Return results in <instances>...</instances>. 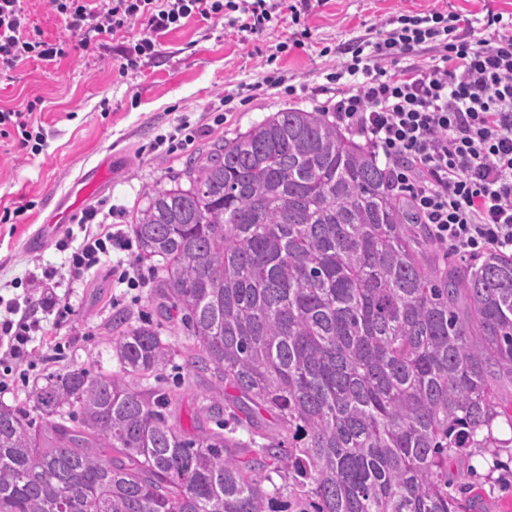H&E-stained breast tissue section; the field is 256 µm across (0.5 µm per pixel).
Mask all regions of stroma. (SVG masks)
<instances>
[{"label":"stroma","instance_id":"obj_1","mask_svg":"<svg viewBox=\"0 0 512 512\" xmlns=\"http://www.w3.org/2000/svg\"><path fill=\"white\" fill-rule=\"evenodd\" d=\"M29 35L62 42L65 57L52 66L20 63L0 76V110H31L41 131L39 146L18 135L0 136V299L24 306L40 321L45 338H34L27 382L0 390V404L28 405L33 383L74 366L117 370L112 357V317L150 321L163 340L183 346L188 335L180 322L167 320L153 296L158 275L153 262L139 261L131 226L153 187H171V178L189 160L206 157L214 143L236 137L283 109H325L316 94L325 73L336 66V49L395 15L432 11L483 16L486 10L512 14V0H324L302 24L250 33L228 19L200 16L182 20L160 38L152 58L136 57L133 47L147 32L143 22L104 34L88 49L51 9L49 0H24ZM288 41L279 51L280 41ZM282 86L266 85L267 76ZM194 128L192 138L176 132ZM112 157V181L91 198L100 221L114 224L130 239L128 250H112L82 277L71 276L66 254L55 242L29 245L47 215L50 199L66 192L81 170ZM133 266L142 277L131 290L112 276V268ZM52 278H45V271ZM57 339L62 352L49 347ZM182 398L169 420L186 431L219 429L200 415L201 404L224 399L209 375L175 358L156 378ZM466 475L482 495L484 512H512V450L472 448L448 458V480Z\"/></svg>","mask_w":512,"mask_h":512}]
</instances>
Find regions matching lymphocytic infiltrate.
Here are the masks:
<instances>
[{
	"label": "lymphocytic infiltrate",
	"mask_w": 512,
	"mask_h": 512,
	"mask_svg": "<svg viewBox=\"0 0 512 512\" xmlns=\"http://www.w3.org/2000/svg\"><path fill=\"white\" fill-rule=\"evenodd\" d=\"M67 27L91 45L105 33L144 21L149 34L136 54H156V34L198 15L241 12L254 32L271 23H299L311 0H51ZM22 0H0V74L24 59L54 64L64 48L26 36ZM326 76L336 93L333 118L364 138L395 194L431 240L464 260L512 252V18L487 12L402 14L394 25L350 39ZM427 63H417L420 54ZM122 231L98 224L68 258L79 277L97 267ZM6 305L0 352L24 361L39 323Z\"/></svg>",
	"instance_id": "obj_1"
}]
</instances>
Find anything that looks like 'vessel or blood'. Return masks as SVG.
I'll return each instance as SVG.
<instances>
[{"label": "vessel or blood", "instance_id": "b4317fda", "mask_svg": "<svg viewBox=\"0 0 512 512\" xmlns=\"http://www.w3.org/2000/svg\"><path fill=\"white\" fill-rule=\"evenodd\" d=\"M112 178V162L104 159L84 167L70 189L58 197L40 233L34 239V246L45 245L64 225L73 223L84 202L92 194L102 191Z\"/></svg>", "mask_w": 512, "mask_h": 512}]
</instances>
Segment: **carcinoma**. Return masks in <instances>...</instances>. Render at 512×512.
Listing matches in <instances>:
<instances>
[{"label": "carcinoma", "mask_w": 512, "mask_h": 512, "mask_svg": "<svg viewBox=\"0 0 512 512\" xmlns=\"http://www.w3.org/2000/svg\"><path fill=\"white\" fill-rule=\"evenodd\" d=\"M184 175L145 193L139 260L160 258V308L236 392L235 424L266 414L277 433L243 451L170 424L176 395L141 380L182 350L119 315L118 370L0 405V512H472L448 456L512 443L493 435L512 427V257L439 252L317 110L276 112Z\"/></svg>", "instance_id": "carcinoma-1"}]
</instances>
